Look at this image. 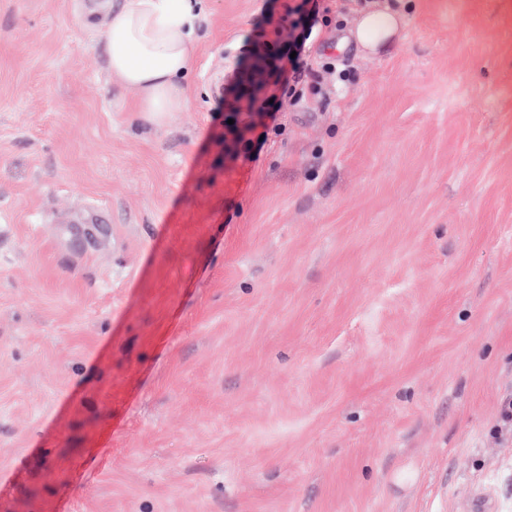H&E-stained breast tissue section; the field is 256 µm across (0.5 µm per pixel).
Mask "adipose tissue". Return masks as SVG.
I'll return each mask as SVG.
<instances>
[{"label": "adipose tissue", "mask_w": 512, "mask_h": 512, "mask_svg": "<svg viewBox=\"0 0 512 512\" xmlns=\"http://www.w3.org/2000/svg\"><path fill=\"white\" fill-rule=\"evenodd\" d=\"M200 0H125L112 12L102 40L113 74L139 90L137 111L153 122L187 110V79L196 48ZM401 16L388 10L362 14L353 33L366 52H379L398 34Z\"/></svg>", "instance_id": "1"}]
</instances>
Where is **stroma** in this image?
Instances as JSON below:
<instances>
[{
    "label": "stroma",
    "mask_w": 512,
    "mask_h": 512,
    "mask_svg": "<svg viewBox=\"0 0 512 512\" xmlns=\"http://www.w3.org/2000/svg\"><path fill=\"white\" fill-rule=\"evenodd\" d=\"M202 0L191 106L111 75L122 0H0V512H512V0ZM401 15L388 10H370L362 14L353 32L355 42L369 53L379 52L399 32ZM314 25L303 37L294 40L288 48L278 49L271 54L274 59V67L268 75L266 86H273L284 94L293 96L297 94V85L302 82L305 72L311 70L308 61ZM298 40H301V43H298ZM292 51H296L295 58L290 57Z\"/></svg>",
    "instance_id": "1"
}]
</instances>
